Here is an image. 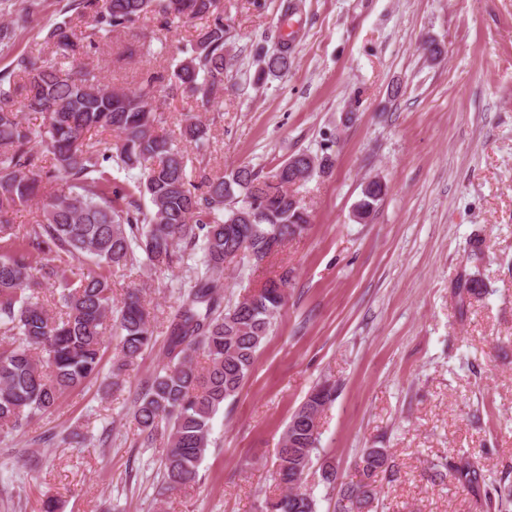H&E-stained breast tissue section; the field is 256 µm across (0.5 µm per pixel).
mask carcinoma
<instances>
[{
	"label": "carcinoma",
	"instance_id": "obj_1",
	"mask_svg": "<svg viewBox=\"0 0 512 512\" xmlns=\"http://www.w3.org/2000/svg\"><path fill=\"white\" fill-rule=\"evenodd\" d=\"M37 0H20L0 23V50L9 47L16 30L25 27ZM73 9L93 18L88 46L95 37L129 29L151 14L166 26L205 18L208 24L170 76L151 74L133 90H116L80 62L83 46L57 24L48 39L65 51L69 66L40 55L17 56L0 75V433L24 431L55 410L62 398L99 374L107 318L116 336L112 381L120 378L153 345L151 313L140 291H129L112 306V270L141 262L173 268L193 260L194 284L180 306L166 317L168 363L133 401L132 419L143 442L167 434L161 491L173 492L196 483L198 467L211 445V423L235 396L267 339L273 320L286 302L288 274L267 280L250 298L225 306L217 290L225 258L238 249L259 264L308 226L305 208L289 188L325 172L327 154L311 165L300 152L263 176L248 166L230 172L187 171L186 150L154 133L161 120L155 103L158 85L183 89L209 103L224 90L226 29L220 0H74ZM293 37L282 39L269 56L267 72L288 68ZM41 115L35 125L26 113ZM113 132L118 141L100 147L94 132ZM182 136L195 146L209 139L208 127L186 115ZM48 157L51 165H41ZM149 161L151 166L143 163ZM130 182L112 184V168ZM56 189L39 196L43 181ZM380 181L364 185L355 216L368 218L385 194ZM149 199L143 208L136 196ZM41 198L40 215L31 224L13 223L18 204ZM50 263L36 268L33 257ZM87 259L94 269L74 272ZM55 288L57 313L40 303L42 281ZM336 398V386L316 385L291 417L276 461L278 486L266 512H316L311 494L288 488L308 470L319 436L310 432V415ZM451 470L460 485L494 495L475 455L433 465V476ZM394 470L385 448H366L359 460V480L343 484L336 512H373L377 478Z\"/></svg>",
	"mask_w": 512,
	"mask_h": 512
}]
</instances>
